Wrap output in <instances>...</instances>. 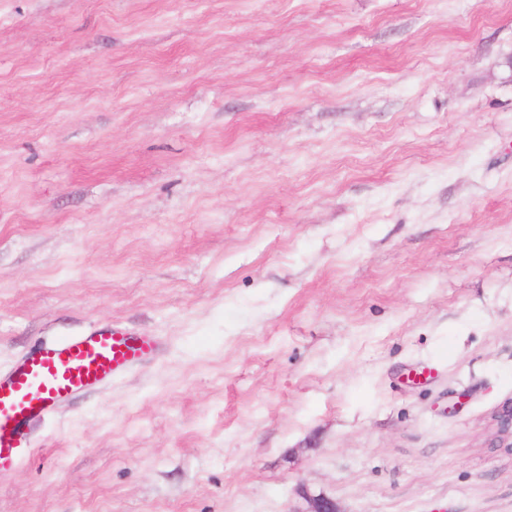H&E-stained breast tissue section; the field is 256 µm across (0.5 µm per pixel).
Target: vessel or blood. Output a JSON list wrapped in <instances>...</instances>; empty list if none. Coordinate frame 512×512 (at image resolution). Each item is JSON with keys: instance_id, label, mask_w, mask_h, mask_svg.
<instances>
[{"instance_id": "vessel-or-blood-1", "label": "vessel or blood", "mask_w": 512, "mask_h": 512, "mask_svg": "<svg viewBox=\"0 0 512 512\" xmlns=\"http://www.w3.org/2000/svg\"><path fill=\"white\" fill-rule=\"evenodd\" d=\"M156 347L154 337L103 327L40 346L0 372V472L28 454L32 424L54 415L76 393L103 387Z\"/></svg>"}]
</instances>
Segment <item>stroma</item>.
<instances>
[{
	"mask_svg": "<svg viewBox=\"0 0 512 512\" xmlns=\"http://www.w3.org/2000/svg\"><path fill=\"white\" fill-rule=\"evenodd\" d=\"M104 325L0 512H512V0H0V371ZM497 429L499 448H505L512 453V401L502 407L493 418Z\"/></svg>",
	"mask_w": 512,
	"mask_h": 512,
	"instance_id": "stroma-1",
	"label": "stroma"
}]
</instances>
